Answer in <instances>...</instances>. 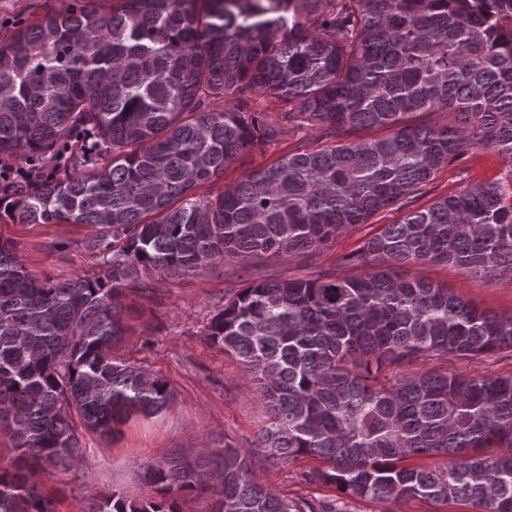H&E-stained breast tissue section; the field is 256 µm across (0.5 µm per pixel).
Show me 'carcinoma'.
I'll return each instance as SVG.
<instances>
[{
	"label": "carcinoma",
	"mask_w": 512,
	"mask_h": 512,
	"mask_svg": "<svg viewBox=\"0 0 512 512\" xmlns=\"http://www.w3.org/2000/svg\"><path fill=\"white\" fill-rule=\"evenodd\" d=\"M95 0L0 40V162L50 157L80 126L94 156L14 196L18 224H85L99 273L53 281L0 240V512H57L38 476L83 462L73 424L115 438L173 394L115 357L126 293L231 260L314 254L387 209L403 210L339 266L252 276L205 333L262 401L268 465L329 462L308 484L385 503L423 499L512 512V375L412 367L512 349V316L479 309L401 269L512 274V0ZM288 109L257 111L253 95ZM224 102V109L214 104ZM446 112L443 123L416 121ZM346 138L297 145L214 195L195 190L285 130ZM365 129L386 134L353 138ZM491 151L504 176L417 199L445 167ZM483 448H500L494 457ZM437 457L431 467L408 466ZM151 494L98 496L89 512H335L268 488L226 443L143 468Z\"/></svg>",
	"instance_id": "carcinoma-1"
}]
</instances>
